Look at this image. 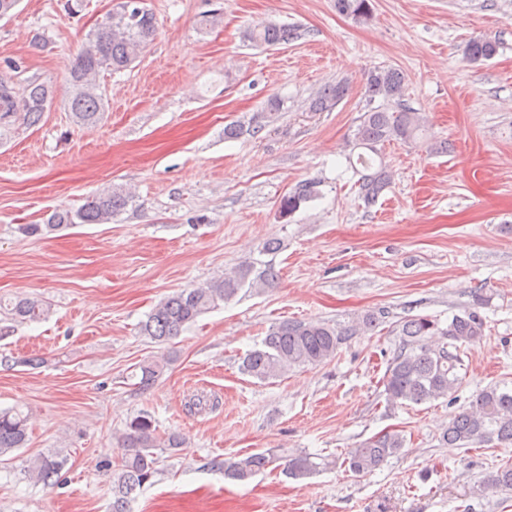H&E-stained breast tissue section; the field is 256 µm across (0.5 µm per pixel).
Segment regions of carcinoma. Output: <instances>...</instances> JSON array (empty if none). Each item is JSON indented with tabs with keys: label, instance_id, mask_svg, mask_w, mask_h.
I'll use <instances>...</instances> for the list:
<instances>
[{
	"label": "carcinoma",
	"instance_id": "cac0c4a2",
	"mask_svg": "<svg viewBox=\"0 0 512 512\" xmlns=\"http://www.w3.org/2000/svg\"><path fill=\"white\" fill-rule=\"evenodd\" d=\"M336 11L357 20L372 17V0H335ZM156 21L145 0H118L98 26L85 38L78 53L67 63L69 84L68 111L80 125L97 123L106 111L103 94L99 93L97 77L102 71L120 72L128 69L153 41ZM246 38L260 45L276 46L297 38L296 29L270 24L246 33ZM498 52V42L490 38H475L466 46L467 58L474 62L492 59ZM405 76L396 68H375L366 75L367 110L363 112L352 133L353 148L361 150L357 163L362 167L358 179V194L365 204L375 203L390 179L381 159V146L395 140L416 142L426 137L425 119L421 113L401 104ZM349 93V84L338 81L326 85L311 99L309 110L327 112L336 107ZM382 104L376 106V98ZM53 104L51 88L35 80L23 86L0 77V126L20 119L36 126ZM286 100L270 99L264 110L256 112L248 124L231 123L224 127V138L238 139L244 135L258 136L279 112ZM314 196L313 185L303 183L285 195L280 209L290 214ZM136 203L135 195L122 187H109L88 195L76 209L55 211L48 224H28L23 231L31 236L43 230L54 231L74 224H109L128 207ZM278 273L269 265L257 267L246 261L224 276L183 288L166 297L148 314L140 325L141 335L164 344L180 335L184 328L196 322L202 314L232 301L247 289L256 291L274 282ZM46 301L38 297H20L9 305L7 314L18 321H35L49 314ZM382 314L366 313L351 326L323 321L283 320L267 332L261 347L250 351L243 359V374L266 382L288 371L308 365H318L336 356L341 344L361 330H371L379 324ZM401 345L393 355L382 384L387 401L392 406L420 405L446 398L461 384L457 369L461 365L460 349L473 345L485 336V322L475 312L454 315L448 326L427 316H414L399 326ZM170 362L147 361L136 366L139 387L152 386ZM440 440L452 447L497 441L502 447L512 445V390L497 384L480 390L469 409L454 415L441 432ZM27 415L19 410H0V458L26 447ZM123 453L112 470V512H130V503L137 492L153 483L159 474V452L181 447L177 434L156 435L154 421L139 415L127 425L121 437ZM404 447V437L397 431L368 439L349 451L346 463L355 473H368L379 468ZM278 460L272 450L250 454L241 459L222 463L224 476L246 481L266 470ZM68 456L57 450L37 454L26 460L25 473L35 484L49 486L67 463ZM327 462H318L309 453L288 456L286 472L306 477ZM487 486L512 490V466H505L489 476Z\"/></svg>",
	"mask_w": 512,
	"mask_h": 512
}]
</instances>
